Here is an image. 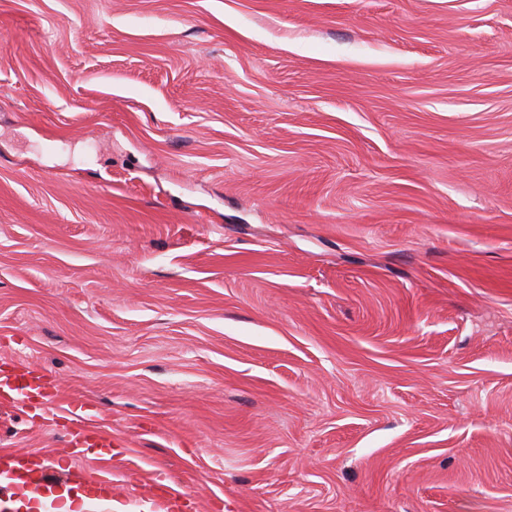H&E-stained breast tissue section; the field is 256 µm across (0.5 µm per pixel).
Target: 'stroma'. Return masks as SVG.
I'll use <instances>...</instances> for the list:
<instances>
[{"mask_svg": "<svg viewBox=\"0 0 512 512\" xmlns=\"http://www.w3.org/2000/svg\"><path fill=\"white\" fill-rule=\"evenodd\" d=\"M20 359L44 512H512V0H0ZM30 400H39L46 413H66L72 418L74 426L66 442L70 457L80 458L88 448H95L100 461L112 462L114 440L112 435L86 418L92 410L88 401L74 397L61 404L56 387L48 375L37 367L20 362L11 373L0 375V404L25 403ZM89 485L85 488L87 497L105 499L112 494V472L109 467L88 477Z\"/></svg>", "mask_w": 512, "mask_h": 512, "instance_id": "obj_1", "label": "stroma"}]
</instances>
